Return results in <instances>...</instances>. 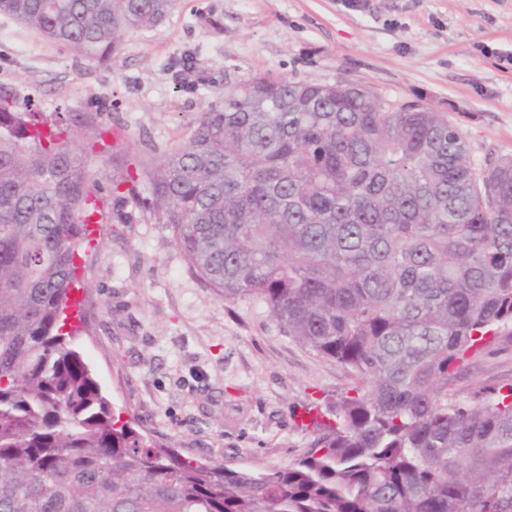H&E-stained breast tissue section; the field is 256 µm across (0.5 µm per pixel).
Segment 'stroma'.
Wrapping results in <instances>:
<instances>
[{
	"instance_id": "obj_1",
	"label": "stroma",
	"mask_w": 512,
	"mask_h": 512,
	"mask_svg": "<svg viewBox=\"0 0 512 512\" xmlns=\"http://www.w3.org/2000/svg\"><path fill=\"white\" fill-rule=\"evenodd\" d=\"M257 73L346 81L447 115L476 166L512 156V0H175L98 62L0 14V95L17 111L93 119L91 170L112 150L186 142L226 85ZM75 342L115 413L187 457L269 471L299 458L305 405L353 386L344 365L292 340L264 308L191 275L169 227L132 209L93 225ZM512 382V337L475 358L457 396Z\"/></svg>"
}]
</instances>
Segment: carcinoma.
<instances>
[{"instance_id":"cac0c4a2","label":"carcinoma","mask_w":512,"mask_h":512,"mask_svg":"<svg viewBox=\"0 0 512 512\" xmlns=\"http://www.w3.org/2000/svg\"><path fill=\"white\" fill-rule=\"evenodd\" d=\"M173 0H0L105 62ZM79 134L0 97V512H512V382L448 388L512 335V156L478 168L424 104L254 75L179 146L112 149L192 274L250 300L356 385L300 458L254 472L114 415L66 329L102 184ZM127 186L120 191L121 186Z\"/></svg>"}]
</instances>
